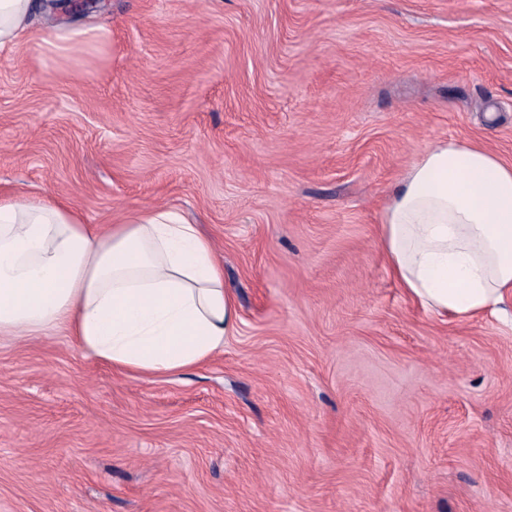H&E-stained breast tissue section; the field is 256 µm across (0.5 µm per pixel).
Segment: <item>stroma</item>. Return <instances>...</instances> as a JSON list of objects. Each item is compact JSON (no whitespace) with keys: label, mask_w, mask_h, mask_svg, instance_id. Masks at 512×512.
<instances>
[{"label":"stroma","mask_w":512,"mask_h":512,"mask_svg":"<svg viewBox=\"0 0 512 512\" xmlns=\"http://www.w3.org/2000/svg\"><path fill=\"white\" fill-rule=\"evenodd\" d=\"M0 49V188L166 206L224 259L223 352L148 379L0 339V512H512V326L378 234L431 143L512 162V0H99Z\"/></svg>","instance_id":"1"}]
</instances>
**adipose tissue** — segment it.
Masks as SVG:
<instances>
[{"label":"adipose tissue","mask_w":512,"mask_h":512,"mask_svg":"<svg viewBox=\"0 0 512 512\" xmlns=\"http://www.w3.org/2000/svg\"><path fill=\"white\" fill-rule=\"evenodd\" d=\"M39 0H0V48L30 33ZM392 275L422 308L467 318L512 300V163L433 142L380 219ZM224 263L197 224L167 207L99 229L51 199L0 195V337L62 331L96 360L172 375L223 350L238 325Z\"/></svg>","instance_id":"ef3b65f1"}]
</instances>
